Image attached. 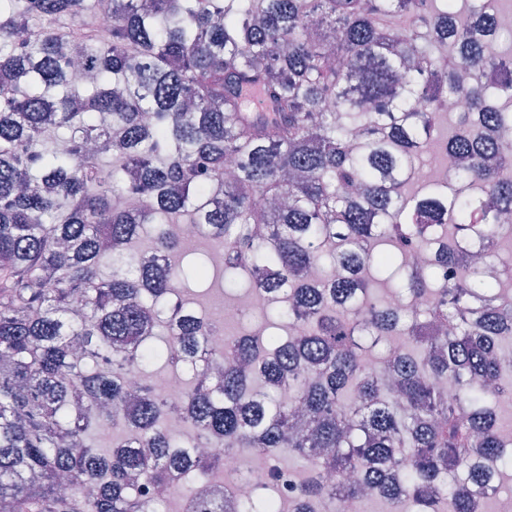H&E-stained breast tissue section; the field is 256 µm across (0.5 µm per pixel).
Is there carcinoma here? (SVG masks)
Segmentation results:
<instances>
[{
	"instance_id": "cac0c4a2",
	"label": "carcinoma",
	"mask_w": 512,
	"mask_h": 512,
	"mask_svg": "<svg viewBox=\"0 0 512 512\" xmlns=\"http://www.w3.org/2000/svg\"><path fill=\"white\" fill-rule=\"evenodd\" d=\"M494 2L0 0V512H157L177 475L181 512H273L222 490L245 448L297 456L304 507L339 474L348 500L486 512L472 458L512 469L494 406L512 397V58L479 38ZM459 95L455 168L407 192ZM170 224L223 249L228 287L268 296L266 335L198 358L219 327L180 289L208 270L163 262L183 244ZM441 240L481 262L403 263ZM384 336L403 349L366 367ZM159 361L191 373L174 399Z\"/></svg>"
}]
</instances>
